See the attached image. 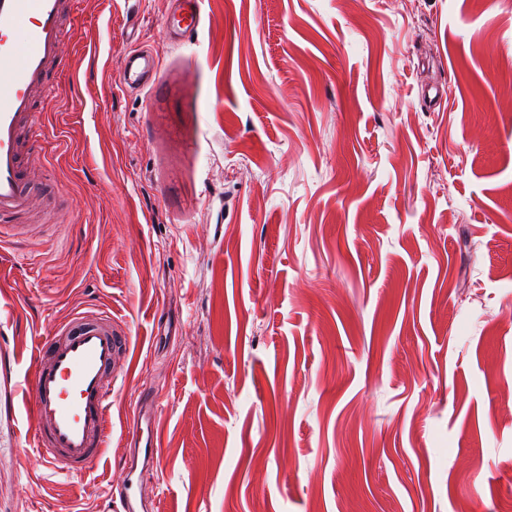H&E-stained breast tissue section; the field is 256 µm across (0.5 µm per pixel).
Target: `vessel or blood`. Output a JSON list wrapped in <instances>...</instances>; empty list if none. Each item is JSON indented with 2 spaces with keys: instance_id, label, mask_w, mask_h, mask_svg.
<instances>
[{
  "instance_id": "obj_1",
  "label": "vessel or blood",
  "mask_w": 512,
  "mask_h": 512,
  "mask_svg": "<svg viewBox=\"0 0 512 512\" xmlns=\"http://www.w3.org/2000/svg\"><path fill=\"white\" fill-rule=\"evenodd\" d=\"M200 2L176 0L174 11L163 19L171 35L179 38L199 28ZM72 8L71 0H0V242L25 237L5 218L27 211L33 199L27 168L35 143L26 134L38 128L42 109L56 95L48 74L60 64L59 47L68 33L65 18ZM157 73L153 55L134 49L124 57L121 83L144 88ZM130 347L128 332L99 308L76 310L39 335L22 389L33 423L23 456L63 475L90 471L110 442L112 379L125 367ZM158 431L159 404L144 396L130 440L142 466L130 468L111 490L114 512H151Z\"/></svg>"
}]
</instances>
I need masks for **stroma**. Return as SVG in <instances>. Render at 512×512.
<instances>
[{"label": "stroma", "instance_id": "obj_1", "mask_svg": "<svg viewBox=\"0 0 512 512\" xmlns=\"http://www.w3.org/2000/svg\"><path fill=\"white\" fill-rule=\"evenodd\" d=\"M79 0L0 247V512H108L143 389L155 512H512V0ZM139 45L158 84L120 85ZM131 336L96 470L21 461L38 333ZM201 0H176L172 13L163 19V26L176 38L185 33L197 30L202 22Z\"/></svg>", "mask_w": 512, "mask_h": 512}]
</instances>
